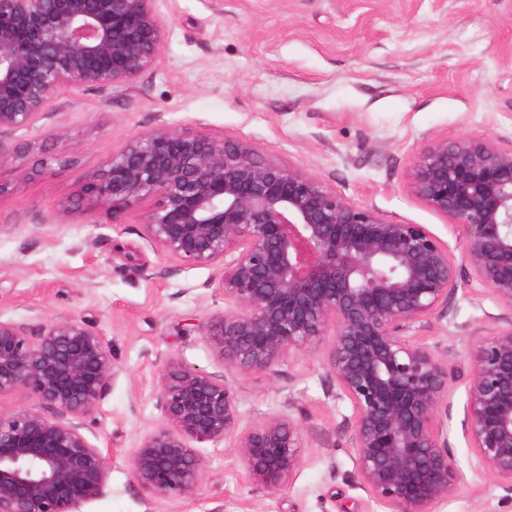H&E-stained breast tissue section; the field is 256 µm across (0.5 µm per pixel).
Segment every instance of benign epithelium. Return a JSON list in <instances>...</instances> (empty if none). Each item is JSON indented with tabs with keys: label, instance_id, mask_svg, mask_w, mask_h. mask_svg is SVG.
Segmentation results:
<instances>
[{
	"label": "benign epithelium",
	"instance_id": "1",
	"mask_svg": "<svg viewBox=\"0 0 512 512\" xmlns=\"http://www.w3.org/2000/svg\"><path fill=\"white\" fill-rule=\"evenodd\" d=\"M154 0H0V137L29 127L63 88L131 85L157 62ZM414 191L465 231L480 285L510 315L471 355L463 432L479 465L512 492V148L437 140L409 172ZM141 217L148 240L183 263L218 268L224 310L197 325L225 372L262 373L326 348L336 398L353 415L360 485L390 512H434L467 480L448 454V361L409 335L443 318L458 290L454 258L423 224L384 219L313 175L256 157L246 143L161 125L112 154L60 205ZM117 375L84 319L37 335L0 320V396L38 409L0 411V512H79L106 493L109 463L85 421ZM166 423L131 457L159 498L199 487L194 444L234 439L254 482L280 489L302 461L300 425L271 414L245 428L224 375L172 359L159 377ZM35 398L25 389L19 388L0 397V409L4 412L37 408Z\"/></svg>",
	"mask_w": 512,
	"mask_h": 512
}]
</instances>
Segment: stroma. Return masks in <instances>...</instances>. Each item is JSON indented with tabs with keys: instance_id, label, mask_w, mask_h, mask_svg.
<instances>
[{
	"instance_id": "obj_1",
	"label": "stroma",
	"mask_w": 512,
	"mask_h": 512,
	"mask_svg": "<svg viewBox=\"0 0 512 512\" xmlns=\"http://www.w3.org/2000/svg\"><path fill=\"white\" fill-rule=\"evenodd\" d=\"M160 58L129 86L59 91L32 126L0 139V319L37 334L50 319H85L117 376L86 421L110 465L108 491L81 512H388L360 485L348 444L351 408L337 399L325 349L264 373L229 376L243 423L301 421L290 483L253 482L232 440L202 445L205 474L189 497L160 499L131 470L140 441L165 422L158 375L170 359L220 375L195 331L222 311L212 267L187 265L145 236L140 219L101 210L61 218L60 204L126 142L159 126L249 144L296 166L385 219L425 225L453 253L459 288L445 318L416 328L447 356L449 452L467 483L436 512H512V494L476 466L462 429L472 333L503 310L476 280L462 227L413 191L408 174L434 141L512 147V0H156ZM72 158L53 162L55 153Z\"/></svg>"
}]
</instances>
